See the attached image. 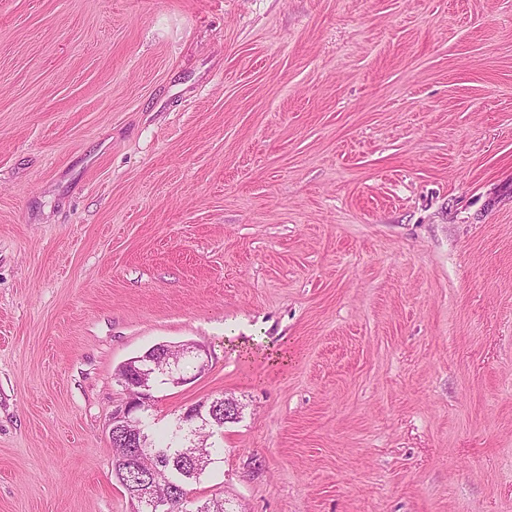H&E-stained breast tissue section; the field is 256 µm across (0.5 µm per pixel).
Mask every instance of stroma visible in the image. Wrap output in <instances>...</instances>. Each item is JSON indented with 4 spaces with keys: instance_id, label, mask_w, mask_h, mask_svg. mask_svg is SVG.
<instances>
[{
    "instance_id": "35a3bbf8",
    "label": "stroma",
    "mask_w": 512,
    "mask_h": 512,
    "mask_svg": "<svg viewBox=\"0 0 512 512\" xmlns=\"http://www.w3.org/2000/svg\"><path fill=\"white\" fill-rule=\"evenodd\" d=\"M159 343L191 498L512 512V0H0V512H133ZM141 358H134L127 363L129 370H135L134 382L130 381L129 375L125 378H121V383L124 385L127 391L128 397L120 404L116 405L112 411V415L109 422V440L110 443L113 441V437L120 435L126 448V465L119 456L120 447L116 446V454L112 460V470L116 478L117 475H121L122 480L126 485V492L131 490L137 491L140 489L141 473L137 468L138 464L141 463L142 454L140 448H144L148 442H150V448H144L143 457L155 461L159 469L157 475V482L161 490H166L172 497L177 499V503H180L179 508H187L191 506L189 512H224V501L223 499L211 498L206 499L203 502L189 500V490L187 486L192 482L200 478L204 473L205 468L211 463L210 456L212 453H216L218 448V442L214 439L219 433H213L206 435L208 428H202L203 421L195 423H186L183 419L179 418L177 425L174 430L170 432L169 437L162 444H157L153 437L148 432V424L146 417L140 421V425L143 431L148 436L139 430H134L131 427L138 425L139 417L151 409L154 405L155 399L151 393L152 390V374L153 371L150 368L142 367L136 368L133 363L140 360ZM128 370V371H129ZM131 387L136 388L135 391ZM148 427H147V426ZM192 431H196L193 434ZM195 443L204 444L207 451V463L197 468L190 466L186 463V458L194 455L192 450ZM209 440H211L209 442ZM211 449V450H210ZM171 492V493H170ZM201 504L197 507L203 508L202 510H195V504ZM233 415L237 419L241 414V407L233 399L215 398L204 407V418L211 423H224V415Z\"/></svg>"
}]
</instances>
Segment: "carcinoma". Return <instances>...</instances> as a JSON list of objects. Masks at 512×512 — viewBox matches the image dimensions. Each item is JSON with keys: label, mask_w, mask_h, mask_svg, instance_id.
I'll return each mask as SVG.
<instances>
[{"label": "carcinoma", "mask_w": 512, "mask_h": 512, "mask_svg": "<svg viewBox=\"0 0 512 512\" xmlns=\"http://www.w3.org/2000/svg\"><path fill=\"white\" fill-rule=\"evenodd\" d=\"M204 418L211 423L224 422V399L215 398L204 407ZM216 434H207L203 428V422L187 423L178 421L174 430L162 444L154 439H149L150 447L144 449L143 457L156 462L159 469L157 482L160 488L171 493L177 499L180 507L190 508V512H224V500L211 498L201 502V510L193 509L196 501L189 499L187 486L200 478L205 467L197 468L186 463V458L194 455V444H202L207 449V455H212L218 450ZM114 475L121 476L127 490L140 489L141 473L135 469H129L119 455H114L112 460Z\"/></svg>", "instance_id": "carcinoma-1"}]
</instances>
